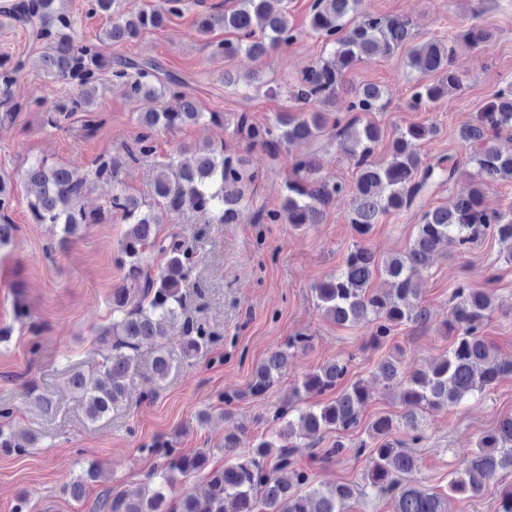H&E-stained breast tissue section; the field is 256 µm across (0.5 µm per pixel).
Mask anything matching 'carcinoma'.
Listing matches in <instances>:
<instances>
[{
    "instance_id": "1",
    "label": "carcinoma",
    "mask_w": 512,
    "mask_h": 512,
    "mask_svg": "<svg viewBox=\"0 0 512 512\" xmlns=\"http://www.w3.org/2000/svg\"><path fill=\"white\" fill-rule=\"evenodd\" d=\"M58 2L6 0L0 5V23L21 27L32 43L26 57L11 64L0 61V125L13 122L22 109L14 86L28 66L79 87L73 97L42 104L46 123L52 128L63 127L76 112L92 111L105 72L130 99L180 100L175 111L164 108L139 115L140 132L118 157L101 155L89 169L62 167L42 157L21 171L35 187V194L27 199L32 219L60 227L62 240L102 219L101 214L83 206L84 196L96 182L112 186L108 210L120 214L126 226L118 243L123 284L112 291V324L100 332L103 348L99 360L87 371L71 365L66 370L68 386L82 403L86 418L96 422L128 403L127 380L142 372V346L153 348L151 379L162 383L180 364L208 352L213 342L204 320L186 316L195 270L193 253L178 236H160V224L188 210L210 214L213 224H238L249 211L257 224H277L281 211L253 208L260 176L245 156L224 152L221 143L194 150L189 161L171 157L159 163L148 195L133 192L121 178L124 166L154 153L159 131L173 132L205 119L224 123V113L203 111L197 98L185 90L186 81L158 60H112L102 51L106 43L130 42L162 29L183 13L186 0H158L135 10L126 9L127 0H86L87 14L108 15L112 21L96 39L85 41L76 38L74 19ZM361 4L362 0H314L309 29L322 39L324 55L291 87L293 98L304 109L279 114L265 124L242 112L234 122L237 136L262 147L277 162L288 145L319 141L328 120L318 109L336 103L346 75L358 63L391 55L406 45L410 46V66L429 77L413 87L412 108H427L448 91L461 88V75L449 65L453 46L440 41L412 46L410 19L370 14ZM199 28L203 32L222 28L230 34L211 44L213 54L225 57L262 56L300 36L288 20L284 0H237L228 10L214 5L201 14ZM490 38L491 34L476 24L458 35L477 50ZM350 94L347 115L336 117L334 139L355 167V181L349 185L327 182L318 176L315 155L294 158L287 162L291 176L283 184V209L288 212V223L301 227L322 223L336 198L350 199V224L358 241L343 267L316 284L313 291L326 317L338 325L369 327L372 344L380 347L397 327L409 323L422 326L429 321L428 310L421 304L419 280L441 242L451 241L466 250L490 237L512 257V210L489 209L483 204L489 186L512 179V153L502 152L495 144L502 134H512V88L494 93L459 129L464 157L440 154L427 162L421 157V147L435 138L439 129L426 124L398 130L388 144V159L376 162L374 155L384 131L368 115L383 111L385 94L373 84L352 89ZM463 165L473 168L469 190L449 206L422 210L416 235L406 250L377 259L365 241L380 217L410 210L430 189L454 182L463 173ZM13 207L10 182L1 177L0 249L15 238L17 227L9 217ZM156 253L163 256L164 264L155 269ZM378 272L389 282L384 291L370 288ZM450 301L445 326L453 342L448 355L408 375L393 357L377 366L385 385L398 388L404 407L399 419L380 416L367 426V437L355 442L346 439L345 435L361 427L368 392L360 380L340 388L349 373V360L328 361L298 380L288 403L275 409L273 418L279 425L271 432L248 442L245 449L244 428L235 426L225 433L224 454L231 456L226 464L211 466L210 452L205 449L186 454L171 444L153 446L149 451L162 456L163 464L152 469L135 489L103 491L99 512H346L348 502L357 496L388 498L394 512H450L452 500L478 497L486 481L512 470V415L504 416L480 439L444 493L419 484L414 478L418 458L410 442L391 438L393 430L402 427L411 442L423 440L425 413L475 400L497 380L512 375V359L499 358L485 336L491 313L503 306L500 297L461 281L453 288ZM308 344V337L293 336L285 346L270 352L253 372L251 393L261 396L273 388L288 369V351ZM332 391L336 397L324 404H305L310 397ZM27 397L46 415L59 411V403L48 395L32 389ZM301 439L308 441L312 460L318 463L338 462L354 449L367 461L362 483L314 484L311 468L294 457L293 449L302 447ZM36 440L33 432L0 425V448H30ZM325 440L328 446L320 447ZM197 472L207 477L208 491L202 497L180 489L182 479Z\"/></svg>"
}]
</instances>
